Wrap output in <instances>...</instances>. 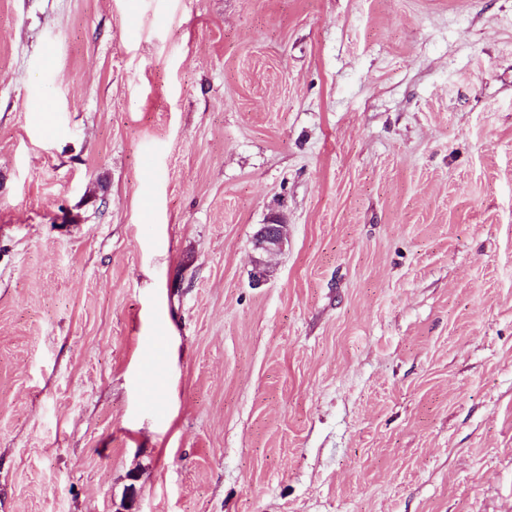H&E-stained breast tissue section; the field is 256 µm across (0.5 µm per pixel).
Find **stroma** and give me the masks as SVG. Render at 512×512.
<instances>
[{
  "label": "stroma",
  "instance_id": "obj_1",
  "mask_svg": "<svg viewBox=\"0 0 512 512\" xmlns=\"http://www.w3.org/2000/svg\"><path fill=\"white\" fill-rule=\"evenodd\" d=\"M126 504L512 512V0H0V512ZM286 224H264L254 236L253 248L258 254L254 259L252 281L254 286L263 284L268 276L269 269L264 255H272L281 251L287 240Z\"/></svg>",
  "mask_w": 512,
  "mask_h": 512
}]
</instances>
